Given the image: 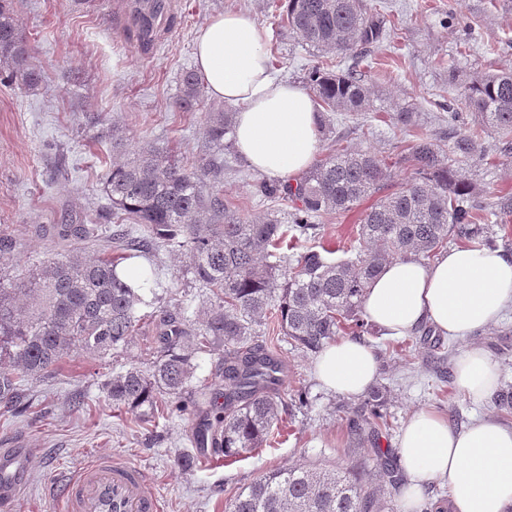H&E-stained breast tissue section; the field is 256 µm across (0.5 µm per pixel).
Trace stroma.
I'll return each mask as SVG.
<instances>
[{
	"instance_id": "35a3bbf8",
	"label": "stroma",
	"mask_w": 512,
	"mask_h": 512,
	"mask_svg": "<svg viewBox=\"0 0 512 512\" xmlns=\"http://www.w3.org/2000/svg\"><path fill=\"white\" fill-rule=\"evenodd\" d=\"M113 0H20L19 27L31 47V63L42 81L36 90L0 80V236L17 243L0 256V277L15 284L28 270L62 252L57 236L64 215L82 216L101 225L109 202L104 183L111 169L112 140L128 148L145 144L170 152L183 162L213 153L203 136V111L176 107L180 78L193 69V41L212 16L227 11L250 13L270 34L267 51L280 78L304 84L312 65L322 58L289 36L280 24L281 0H177L175 22L156 46L142 50L120 33ZM383 17L386 39L377 45L368 85L375 109L333 115L331 133L319 139L318 156L336 146L368 149L379 155H408L416 137L446 139L453 103L463 119L471 114L452 75L479 78L512 67V0H368ZM413 113L402 125L399 113ZM489 153L460 170L478 184L482 202L512 192V157L501 153L495 136H486ZM224 195L246 217L280 210L264 198V175L254 171L237 149L224 150ZM134 265L153 272L163 303L182 304L196 312L208 302V289L193 280L186 257L175 248L140 254ZM150 320H141L130 345L103 359L72 355L62 368L24 385L23 412L0 410V448L20 441L31 448L30 483L11 512H52L47 490L67 472L95 455L148 469L153 490L165 512H225L241 488L263 474L299 463L327 468L358 466L375 489L381 512H402L403 490L376 480L366 448L349 435L345 408L359 397L324 389L313 373V355L279 349L287 367L286 385L305 389L307 406L293 409L282 435L270 445L243 454L228 464L199 457L192 424L204 409L189 405L184 417L148 420L114 408L104 384L130 365L149 367L155 344ZM379 362L378 379L391 395L381 412L388 425L378 432L379 445L397 455V438L411 413L430 408L463 428L491 416L512 426V413L494 408L490 399L475 402L455 386V364L468 345L484 348L497 365L500 382L512 384V308L497 325L469 340L446 339L441 362L420 335L366 336ZM195 458L193 470L176 460Z\"/></svg>"
}]
</instances>
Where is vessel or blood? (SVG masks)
<instances>
[{
    "label": "vessel or blood",
    "instance_id": "vessel-or-blood-1",
    "mask_svg": "<svg viewBox=\"0 0 512 512\" xmlns=\"http://www.w3.org/2000/svg\"><path fill=\"white\" fill-rule=\"evenodd\" d=\"M174 8L173 0H115L112 10L121 24L141 23L156 33ZM22 445L0 448V512H9L27 488ZM144 469L99 457L81 467L60 485L50 486L48 496L56 512H162L160 497L150 488Z\"/></svg>",
    "mask_w": 512,
    "mask_h": 512
}]
</instances>
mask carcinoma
Listing matches in <instances>:
<instances>
[{"instance_id":"obj_1","label":"carcinoma","mask_w":512,"mask_h":512,"mask_svg":"<svg viewBox=\"0 0 512 512\" xmlns=\"http://www.w3.org/2000/svg\"><path fill=\"white\" fill-rule=\"evenodd\" d=\"M18 0H0V62L14 80L29 90L40 74L31 66V48L19 30ZM282 22L288 32L323 54L345 55L349 65L332 72L314 65L306 84L319 112V132L330 128L331 114L340 110L368 112L372 106L366 81L371 47L385 36L380 17L368 11L365 0H286ZM465 103L475 124L459 126L448 113L450 150L435 139L421 137L412 145L415 176L390 188L395 163L376 153L338 147L295 182H263L261 194L290 204L288 223L270 214L243 217L224 198V163L210 158L183 164L153 146L135 150L122 140L112 151L123 159L112 163L104 192L112 215L143 229L152 248L176 245L188 255L196 282L212 293L214 302L193 319L180 305L151 315L155 327V358L150 370L136 366L112 375L106 393L112 405L141 415L159 408L176 416L183 412L180 395L191 386L196 360L224 347L214 375L224 390L211 392L209 416L199 420L192 437L225 460L262 447L289 411L282 393L284 365L259 328L268 326L280 340L306 353H318L336 337L371 332L363 318V298L370 281L389 260L414 256L430 259L450 240L473 248L493 246L489 216H512V195L490 204L489 214L477 201L476 185L461 178L456 164L483 158L477 153L484 134L498 136L501 152L512 153V67L502 68L462 85ZM204 83L195 70L181 76L176 101L182 112L199 110ZM234 113H206L204 136L222 151L234 139ZM374 202L362 213L355 255L334 259L331 246L310 247L296 259L277 256L289 237H310L316 220L328 213H348L369 197ZM62 237L95 242V224L72 219ZM278 257L271 263L269 258ZM124 256L91 259L83 248L47 261L33 270L26 283L6 288L0 283V362L14 372L0 373V404H17L22 379H41L55 372L71 353L81 351L104 358L133 339L146 294L157 283L144 273L136 282L119 270ZM390 389L376 382L352 409L348 426L360 444L370 446L383 482L396 486L401 475L377 446L379 420ZM493 405L512 411V385L492 397ZM377 498L365 489L363 478L351 469L294 465L272 470L243 488L228 512H376Z\"/></svg>"}]
</instances>
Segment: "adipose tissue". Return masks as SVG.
<instances>
[{
    "mask_svg": "<svg viewBox=\"0 0 512 512\" xmlns=\"http://www.w3.org/2000/svg\"><path fill=\"white\" fill-rule=\"evenodd\" d=\"M270 34L247 14L227 12L198 31L194 59L208 94L238 106L235 141L260 174L292 180L313 163L318 150V114L309 93L279 79L267 53ZM512 305V257L490 248L458 246L432 263L409 257L385 264L368 286L363 311L383 335L411 336L424 327L467 339L496 325ZM377 359L360 339L328 344L314 361L327 389L348 396L375 381ZM498 383L487 352L470 346L459 356L455 384L479 401ZM408 483L403 512H415L424 485L448 483L450 512H506L512 506V427L484 418L464 429L441 414L421 409L398 440Z\"/></svg>",
    "mask_w": 512,
    "mask_h": 512,
    "instance_id": "obj_1",
    "label": "adipose tissue"
}]
</instances>
